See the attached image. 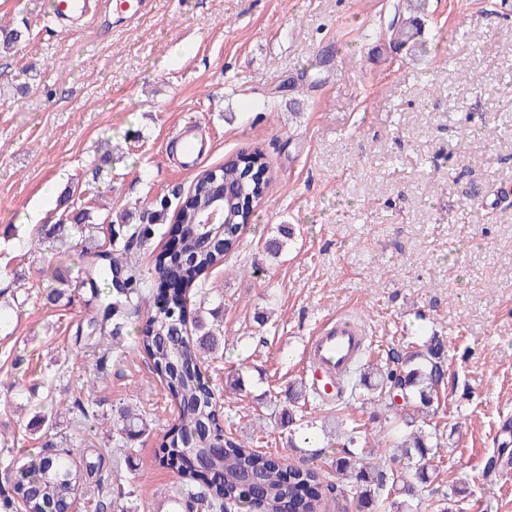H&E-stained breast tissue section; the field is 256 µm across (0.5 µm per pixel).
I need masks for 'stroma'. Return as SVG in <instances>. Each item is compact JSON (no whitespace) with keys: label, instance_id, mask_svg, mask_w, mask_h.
I'll use <instances>...</instances> for the list:
<instances>
[{"label":"stroma","instance_id":"stroma-1","mask_svg":"<svg viewBox=\"0 0 512 512\" xmlns=\"http://www.w3.org/2000/svg\"><path fill=\"white\" fill-rule=\"evenodd\" d=\"M51 2L0 0V26L27 31L0 59V304L13 308L0 327V464L26 463L49 440L75 461L103 458L78 512L100 500L155 512L157 490L178 487L154 464L152 436L121 444L112 430L123 406L154 433L177 417L128 352L136 327L76 349L90 308L45 290L56 272L81 279V247L18 242L76 207L137 223L144 206L258 146L272 189L239 251L198 280L223 305L224 354L205 361L207 384L223 390L231 368L249 366L245 393L224 397L225 433L335 482L336 447L316 458L289 447L259 419L258 398L309 378L305 345L326 320L356 322L379 356L434 334L448 384L424 512H442L451 487L454 512H512V468H485L493 452L512 458L497 436L512 420V0H429L417 61L389 40L395 0H148L128 23L67 26ZM281 224L292 237L274 261L265 242ZM91 394L93 425L61 407ZM49 398L53 428L29 427ZM340 415L375 436L389 465L386 407H308L319 435Z\"/></svg>","mask_w":512,"mask_h":512}]
</instances>
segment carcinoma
<instances>
[{"mask_svg": "<svg viewBox=\"0 0 512 512\" xmlns=\"http://www.w3.org/2000/svg\"><path fill=\"white\" fill-rule=\"evenodd\" d=\"M402 6L407 17L391 24L390 39L396 49L412 55L422 49L426 0H403ZM23 37V31L16 28L3 31L0 55L9 53ZM214 172L217 182L232 191L224 205V223L188 232L176 255L157 253L150 280L143 278L126 255L151 234V225L166 221L170 210L180 224L198 223L208 200L206 179L196 180L187 193L174 195L172 202L162 198L156 209L143 212L139 225L109 222L110 249L90 254L83 280L72 289L51 288L47 300L56 303L64 299L69 305L78 298L88 306L100 298L101 288L112 287L102 310L88 319V333L77 328L79 344L93 339L97 332L120 335L142 310L144 283L158 290L177 287L169 306L156 309L134 337L133 350L150 362L179 408L178 422L156 437L155 462L179 476L180 512H225L228 504L247 509L251 507L247 500L254 498L265 512H321L327 492L348 499L355 512H375L387 504L398 512H421L423 500L417 497L416 487L427 482L432 451L442 447L441 435L431 420L445 387L448 356L436 335L417 346L391 351L380 363L365 362L360 356L341 379L340 392L350 390L351 399L366 401L360 394L363 389L387 401L395 432L388 452L390 457L406 461L403 469L387 470L373 461L370 438L358 426H346L338 434L342 455L336 457V473L343 483L325 486L317 470L278 462L225 436L220 392L202 381L204 357L220 349V339L199 316L196 337L187 336L186 293L198 287L196 281L203 272L222 265L238 248L241 230L255 221L273 178L266 154L258 147L224 157ZM88 221L89 212L84 209L70 217L75 232L83 238L94 229ZM278 233L266 241L267 254L273 259L279 258L291 236L283 224ZM314 395L316 392L301 382L289 385L285 394L269 401L270 418L288 431L292 448L312 428L305 419V406ZM112 429L122 439L149 433L143 416L128 406L117 410ZM100 466L99 460L76 464L67 448L41 451L24 465L9 492L0 493V512H18L20 508L24 512H66ZM402 495L405 499L398 500Z\"/></svg>", "mask_w": 512, "mask_h": 512, "instance_id": "1", "label": "carcinoma"}]
</instances>
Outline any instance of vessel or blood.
<instances>
[{
  "mask_svg": "<svg viewBox=\"0 0 512 512\" xmlns=\"http://www.w3.org/2000/svg\"><path fill=\"white\" fill-rule=\"evenodd\" d=\"M105 15L128 22L138 15L139 0H101ZM88 0H55L53 17L58 21L79 19L87 13ZM364 347L361 328L346 319L324 322L310 336L306 358L313 368L311 385L316 390L327 389L336 374L344 371Z\"/></svg>",
  "mask_w": 512,
  "mask_h": 512,
  "instance_id": "obj_1",
  "label": "vessel or blood"
}]
</instances>
